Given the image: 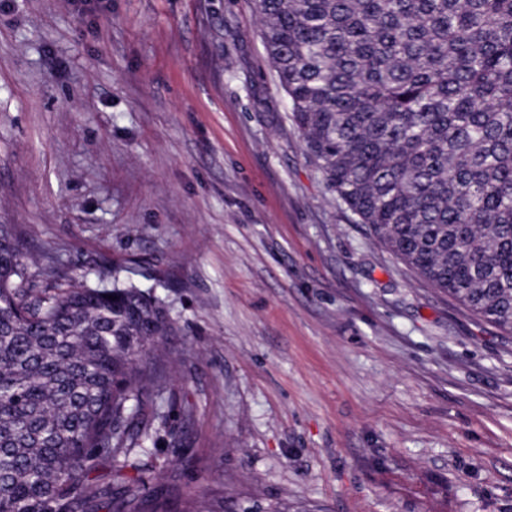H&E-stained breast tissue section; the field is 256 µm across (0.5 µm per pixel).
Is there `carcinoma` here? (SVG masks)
Segmentation results:
<instances>
[{
    "mask_svg": "<svg viewBox=\"0 0 512 512\" xmlns=\"http://www.w3.org/2000/svg\"><path fill=\"white\" fill-rule=\"evenodd\" d=\"M289 119L375 240L512 334V0H253ZM37 260L0 224V512H235L145 488L182 363L165 305Z\"/></svg>",
    "mask_w": 512,
    "mask_h": 512,
    "instance_id": "obj_1",
    "label": "carcinoma"
}]
</instances>
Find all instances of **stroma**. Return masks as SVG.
<instances>
[{
    "label": "stroma",
    "mask_w": 512,
    "mask_h": 512,
    "mask_svg": "<svg viewBox=\"0 0 512 512\" xmlns=\"http://www.w3.org/2000/svg\"><path fill=\"white\" fill-rule=\"evenodd\" d=\"M289 112L251 0H0V224L162 281L177 326L147 483L512 512V335L378 245Z\"/></svg>",
    "instance_id": "obj_1"
}]
</instances>
